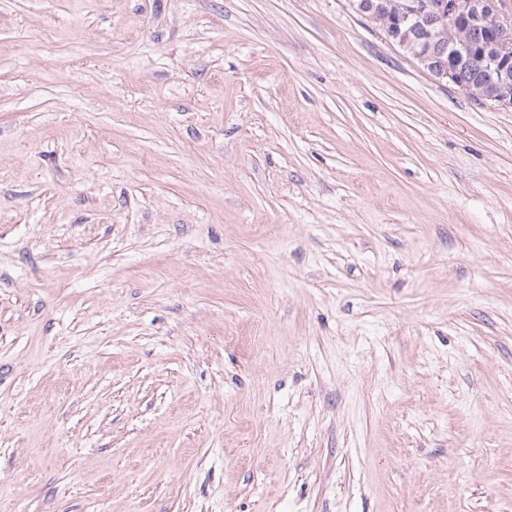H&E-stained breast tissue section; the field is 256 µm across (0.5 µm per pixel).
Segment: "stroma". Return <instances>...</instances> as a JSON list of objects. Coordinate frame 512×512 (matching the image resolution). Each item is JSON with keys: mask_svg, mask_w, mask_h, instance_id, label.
Wrapping results in <instances>:
<instances>
[{"mask_svg": "<svg viewBox=\"0 0 512 512\" xmlns=\"http://www.w3.org/2000/svg\"><path fill=\"white\" fill-rule=\"evenodd\" d=\"M0 512H512V112L349 0H0Z\"/></svg>", "mask_w": 512, "mask_h": 512, "instance_id": "35a3bbf8", "label": "stroma"}]
</instances>
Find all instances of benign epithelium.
Masks as SVG:
<instances>
[{
  "mask_svg": "<svg viewBox=\"0 0 512 512\" xmlns=\"http://www.w3.org/2000/svg\"><path fill=\"white\" fill-rule=\"evenodd\" d=\"M380 8L381 5L374 0H360L357 12L386 32L388 26L381 24L377 18ZM462 12L460 0H438L434 5L433 20L430 21L426 10L414 0L410 7L402 10L397 21L401 29L395 35V45L409 50L425 39L430 40V27L454 26ZM465 21V37L460 47L448 56V60H443L446 50L440 45H430L418 53H412L414 60L433 79L449 82L481 100L512 111V20L504 17L498 0H475ZM491 25L494 26L495 41L490 52L483 57L482 72L486 80L481 84L466 83L460 77V66Z\"/></svg>",
  "mask_w": 512,
  "mask_h": 512,
  "instance_id": "obj_1",
  "label": "benign epithelium"
}]
</instances>
